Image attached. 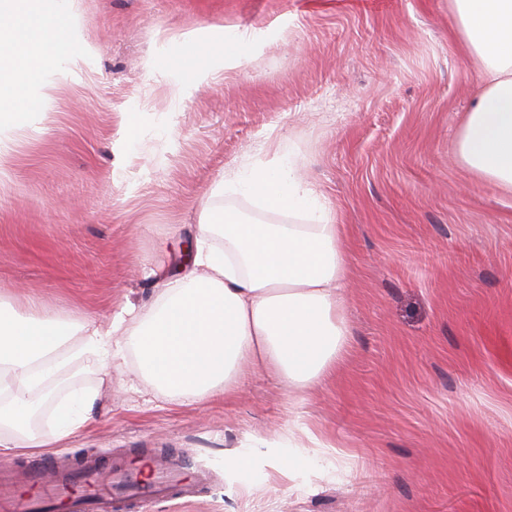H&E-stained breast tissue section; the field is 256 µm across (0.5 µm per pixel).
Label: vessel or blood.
Segmentation results:
<instances>
[{"mask_svg":"<svg viewBox=\"0 0 512 512\" xmlns=\"http://www.w3.org/2000/svg\"><path fill=\"white\" fill-rule=\"evenodd\" d=\"M192 493L176 460L155 461L144 469L119 459L89 458L72 471L41 459L22 475L0 476V512H38L43 502L57 497L68 512H138L152 501Z\"/></svg>","mask_w":512,"mask_h":512,"instance_id":"b4317fda","label":"vessel or blood"}]
</instances>
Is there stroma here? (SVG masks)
Listing matches in <instances>:
<instances>
[{
    "label": "stroma",
    "instance_id": "stroma-1",
    "mask_svg": "<svg viewBox=\"0 0 512 512\" xmlns=\"http://www.w3.org/2000/svg\"><path fill=\"white\" fill-rule=\"evenodd\" d=\"M70 15L84 59L0 139V299L103 321L150 305L144 271L176 273L203 205L298 223L212 193L278 152L346 229L351 338L304 396L248 368L233 397L179 403L135 363L106 374L85 355L52 391L100 395L52 453L169 450L207 475L145 512H512V193L455 153L480 78L450 0H74ZM228 32L252 36L245 66L221 64ZM284 429L344 467L234 468Z\"/></svg>",
    "mask_w": 512,
    "mask_h": 512
}]
</instances>
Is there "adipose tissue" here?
Instances as JSON below:
<instances>
[{"label":"adipose tissue","instance_id":"ef3b65f1","mask_svg":"<svg viewBox=\"0 0 512 512\" xmlns=\"http://www.w3.org/2000/svg\"><path fill=\"white\" fill-rule=\"evenodd\" d=\"M459 36L481 89L456 144L475 177L512 191V0H450ZM69 0H0V134L15 125L43 79L81 59L67 25ZM220 195L301 215L299 224H266L232 209L203 207L192 268L164 281L144 310L129 305L103 324L91 316L24 315L0 301V460L43 442L31 425L43 417L56 439L82 429L98 394L77 390L52 402L51 383L73 360L94 353L107 365L135 360L142 375L174 400L229 397L241 362L297 392L324 382L348 351L344 227L324 197L278 157L222 178ZM236 468L294 474L295 458L277 441Z\"/></svg>","mask_w":512,"mask_h":512}]
</instances>
